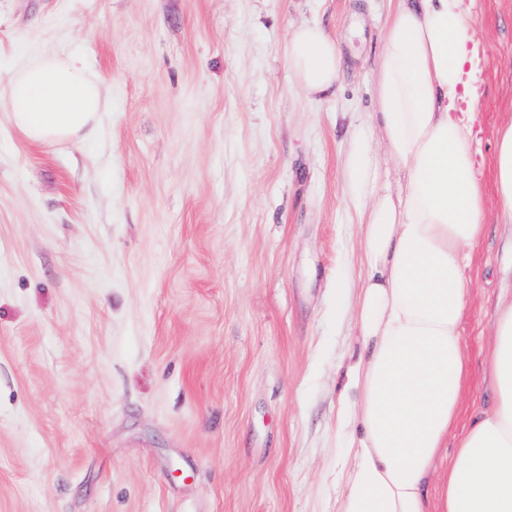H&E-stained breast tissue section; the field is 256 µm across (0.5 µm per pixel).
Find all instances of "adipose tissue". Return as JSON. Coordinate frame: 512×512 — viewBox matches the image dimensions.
I'll return each instance as SVG.
<instances>
[{"instance_id":"adipose-tissue-1","label":"adipose tissue","mask_w":512,"mask_h":512,"mask_svg":"<svg viewBox=\"0 0 512 512\" xmlns=\"http://www.w3.org/2000/svg\"><path fill=\"white\" fill-rule=\"evenodd\" d=\"M468 11L465 0H398L385 33L375 121L404 186L377 190L365 209L336 512H512V296L497 300L485 397L464 403V268L487 230L473 136L484 49ZM288 62L305 90L326 93L340 45L306 24L289 38ZM8 88L10 122L35 144L79 137L108 109L100 79L75 57L42 56ZM493 185L498 221L512 230V121L497 132Z\"/></svg>"}]
</instances>
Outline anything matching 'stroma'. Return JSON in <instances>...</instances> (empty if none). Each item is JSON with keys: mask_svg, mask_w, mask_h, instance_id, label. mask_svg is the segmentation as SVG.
<instances>
[{"mask_svg": "<svg viewBox=\"0 0 512 512\" xmlns=\"http://www.w3.org/2000/svg\"><path fill=\"white\" fill-rule=\"evenodd\" d=\"M481 39L464 347L482 387L512 291L492 159L512 117V0ZM396 0H0V512H335L336 412L365 269L353 158L404 185L370 124ZM321 24L334 95L287 43ZM78 54L112 110L33 144L7 83ZM288 62L294 78L305 90L330 92L339 78L340 45L320 25H302L289 38Z\"/></svg>", "mask_w": 512, "mask_h": 512, "instance_id": "35a3bbf8", "label": "stroma"}]
</instances>
